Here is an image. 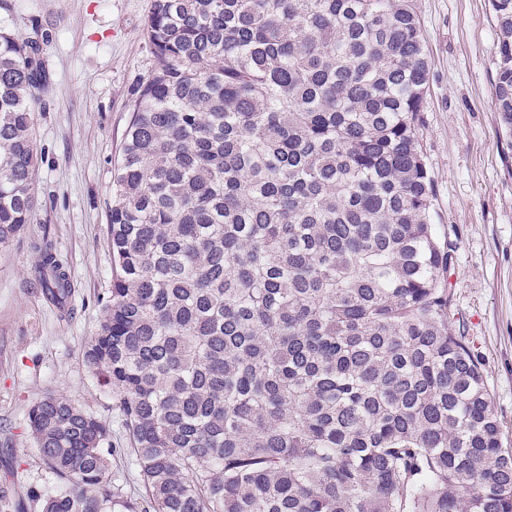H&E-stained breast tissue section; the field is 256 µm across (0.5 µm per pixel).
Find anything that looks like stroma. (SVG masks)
I'll return each mask as SVG.
<instances>
[{"instance_id": "obj_1", "label": "stroma", "mask_w": 512, "mask_h": 512, "mask_svg": "<svg viewBox=\"0 0 512 512\" xmlns=\"http://www.w3.org/2000/svg\"><path fill=\"white\" fill-rule=\"evenodd\" d=\"M151 0H0V27L38 40L49 75L35 119L37 207L0 246V498L37 512L30 492L56 484L28 431L31 405L57 394L105 422L107 477L118 501L144 495L129 436L83 360L112 285L107 236L113 170L152 68L144 18ZM431 59L423 150L435 222L457 248L452 312L482 364L505 443L512 444V137L495 111L490 0H421ZM50 242L71 284L51 299L38 267Z\"/></svg>"}]
</instances>
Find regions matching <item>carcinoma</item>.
Wrapping results in <instances>:
<instances>
[{
    "label": "carcinoma",
    "instance_id": "obj_1",
    "mask_svg": "<svg viewBox=\"0 0 512 512\" xmlns=\"http://www.w3.org/2000/svg\"><path fill=\"white\" fill-rule=\"evenodd\" d=\"M491 5L511 135L512 0ZM144 26L83 350L146 490L124 512H512L433 223L419 0H151ZM39 54L0 29V246L36 205ZM28 426L65 484L42 512H112L106 424L48 394Z\"/></svg>",
    "mask_w": 512,
    "mask_h": 512
}]
</instances>
